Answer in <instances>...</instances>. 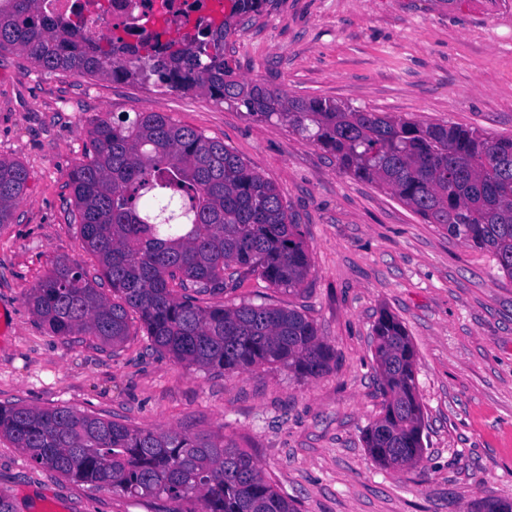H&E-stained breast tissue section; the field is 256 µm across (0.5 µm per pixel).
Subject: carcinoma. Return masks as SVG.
<instances>
[{"instance_id":"carcinoma-1","label":"carcinoma","mask_w":512,"mask_h":512,"mask_svg":"<svg viewBox=\"0 0 512 512\" xmlns=\"http://www.w3.org/2000/svg\"><path fill=\"white\" fill-rule=\"evenodd\" d=\"M267 0H215L216 16L163 49L80 33L46 0H0V52H22L46 71L147 84L232 101L312 140L352 176L390 190L429 224L493 259L512 280V137L472 127L361 112L320 97H290L233 77L224 41L233 20ZM29 173L0 158V226L11 223ZM80 248L97 261L56 260L30 289L31 311L56 336H93L117 347L130 313L151 345L176 362L219 373L263 365L315 379L335 360L315 322L294 309L197 304L233 287L241 269L294 292L311 260L279 188L224 142L159 112L91 123L84 159L68 174ZM382 413L365 431L373 460L403 470L425 451L416 391L417 353L405 326L382 313L374 326ZM0 435L35 465L137 498L164 496L173 512H297L252 454L220 435L141 431L67 407L0 406Z\"/></svg>"}]
</instances>
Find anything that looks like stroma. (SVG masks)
Here are the masks:
<instances>
[{"instance_id": "1", "label": "stroma", "mask_w": 512, "mask_h": 512, "mask_svg": "<svg viewBox=\"0 0 512 512\" xmlns=\"http://www.w3.org/2000/svg\"><path fill=\"white\" fill-rule=\"evenodd\" d=\"M224 57L236 79L291 97L512 137V0H269L227 37ZM145 111L223 141L280 188L309 248L303 290L246 275L199 304L305 313L336 351L318 378L275 366L214 373L156 351L136 326L114 348L53 335L32 313L25 295L54 260L96 268L70 221L67 185L91 121ZM0 158L29 172L13 223L0 226V405L226 435L298 512H475L512 499V279L487 255L277 120L205 93L46 71L18 51L0 54ZM384 310L417 352L427 427L411 470L378 466L363 442L382 409L372 326ZM0 498L14 512L173 508L38 467L2 436Z\"/></svg>"}]
</instances>
